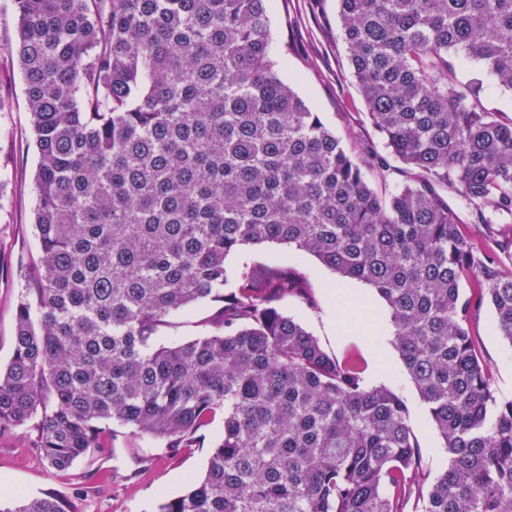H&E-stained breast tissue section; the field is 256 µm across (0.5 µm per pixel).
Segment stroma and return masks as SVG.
<instances>
[{"mask_svg": "<svg viewBox=\"0 0 512 512\" xmlns=\"http://www.w3.org/2000/svg\"><path fill=\"white\" fill-rule=\"evenodd\" d=\"M14 0H0V367L10 363L15 350L17 305L26 275L39 244L35 236L34 172L37 151L31 117L17 60L7 47L15 39ZM271 32L280 71L295 91L318 112L346 149L362 142L381 148L382 139L367 117V110L351 74L341 37L337 0H271ZM461 80L482 77L473 63L458 66ZM483 79L482 107L512 118V91ZM317 302L309 307L289 298L281 310L291 316L329 353L359 356L369 383L391 387L408 405L410 424L420 447L425 469L437 474L447 464L443 441L426 413L392 343L388 310L376 292L357 280H343L313 256L302 257ZM218 308L210 302L175 313L161 327V345L185 343L211 333L205 320ZM354 327L343 331L344 321ZM494 312L482 304L469 323L477 351L489 367L498 396L512 399V346L493 330ZM222 423L202 429L194 447L176 455L153 448L127 429L108 426L101 440L106 450L78 461L63 473L50 471L37 449L30 446L31 430L13 428L0 433V481L27 497L52 492L74 512H155L159 503L182 494L192 478L206 469L222 434Z\"/></svg>", "mask_w": 512, "mask_h": 512, "instance_id": "35a3bbf8", "label": "stroma"}]
</instances>
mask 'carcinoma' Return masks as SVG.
Returning <instances> with one entry per match:
<instances>
[{
  "instance_id": "carcinoma-1",
  "label": "carcinoma",
  "mask_w": 512,
  "mask_h": 512,
  "mask_svg": "<svg viewBox=\"0 0 512 512\" xmlns=\"http://www.w3.org/2000/svg\"><path fill=\"white\" fill-rule=\"evenodd\" d=\"M7 50L36 138L37 260L0 371V431L67 470L118 424L188 448L221 420L204 474L156 512H512V400L468 325L483 301L512 347V120L477 107L475 61L512 90V0H339L348 61L384 152L352 154L283 78L268 0H15ZM411 179L380 194L389 158ZM495 247L460 231L448 195ZM274 242L388 307L393 342L443 439L422 467L407 404L326 352L279 304L315 305ZM468 283L474 293L463 294ZM224 299L222 332L154 336ZM0 512H72L18 494ZM287 252L283 246L274 243H264L262 245L248 247L236 254L230 255L226 260V265L230 268H236L243 263L255 265H266L282 258Z\"/></svg>"
}]
</instances>
